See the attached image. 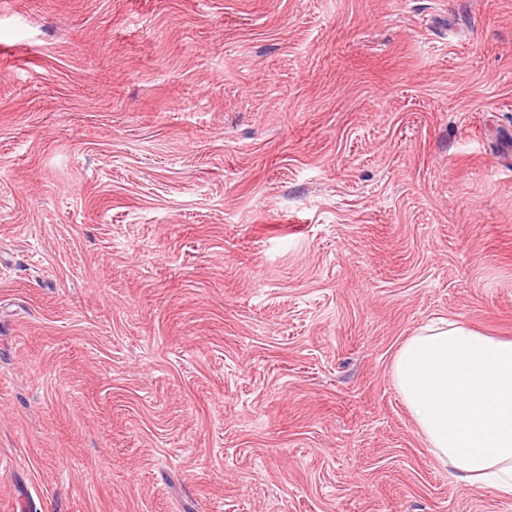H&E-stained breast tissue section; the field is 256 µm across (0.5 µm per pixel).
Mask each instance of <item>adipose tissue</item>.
I'll use <instances>...</instances> for the list:
<instances>
[{
	"mask_svg": "<svg viewBox=\"0 0 512 512\" xmlns=\"http://www.w3.org/2000/svg\"><path fill=\"white\" fill-rule=\"evenodd\" d=\"M391 381L435 459L512 497V340L439 319L407 337Z\"/></svg>",
	"mask_w": 512,
	"mask_h": 512,
	"instance_id": "obj_1",
	"label": "adipose tissue"
}]
</instances>
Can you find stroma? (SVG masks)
I'll use <instances>...</instances> for the list:
<instances>
[{"mask_svg":"<svg viewBox=\"0 0 512 512\" xmlns=\"http://www.w3.org/2000/svg\"><path fill=\"white\" fill-rule=\"evenodd\" d=\"M437 318L512 338V0H0V512H512ZM391 381L435 459L512 497V340L438 319L407 337Z\"/></svg>","mask_w":512,"mask_h":512,"instance_id":"35a3bbf8","label":"stroma"}]
</instances>
